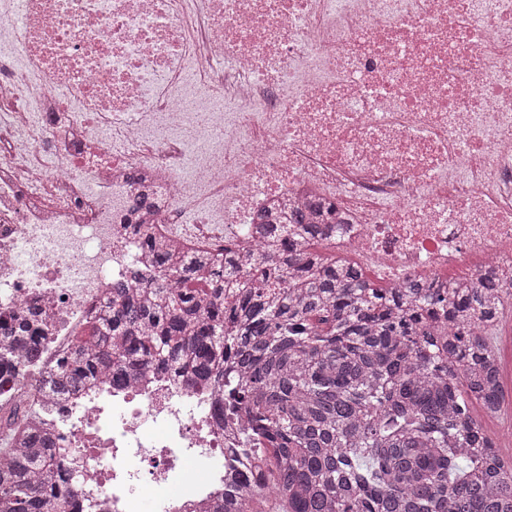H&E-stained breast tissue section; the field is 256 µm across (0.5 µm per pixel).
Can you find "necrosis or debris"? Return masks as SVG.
Wrapping results in <instances>:
<instances>
[{
	"label": "necrosis or debris",
	"instance_id": "obj_1",
	"mask_svg": "<svg viewBox=\"0 0 512 512\" xmlns=\"http://www.w3.org/2000/svg\"><path fill=\"white\" fill-rule=\"evenodd\" d=\"M0 3V330L44 338L0 381V433L68 449L93 512H210L240 479L212 389L177 373L44 393L152 263L128 224L246 249L264 212L321 200L385 283L512 274V0Z\"/></svg>",
	"mask_w": 512,
	"mask_h": 512
}]
</instances>
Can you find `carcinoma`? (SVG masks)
I'll list each match as a JSON object with an SVG mask.
<instances>
[{
	"label": "carcinoma",
	"mask_w": 512,
	"mask_h": 512,
	"mask_svg": "<svg viewBox=\"0 0 512 512\" xmlns=\"http://www.w3.org/2000/svg\"><path fill=\"white\" fill-rule=\"evenodd\" d=\"M319 201L255 225L249 255L171 256L130 225L152 271L130 270L45 382L58 396L176 367L217 386L215 407L252 455L214 512H512V464L470 414H500L491 330L512 277L380 288L336 252ZM0 358L30 361L28 324ZM0 448V512H83L67 453L33 429Z\"/></svg>",
	"instance_id": "cac0c4a2"
}]
</instances>
